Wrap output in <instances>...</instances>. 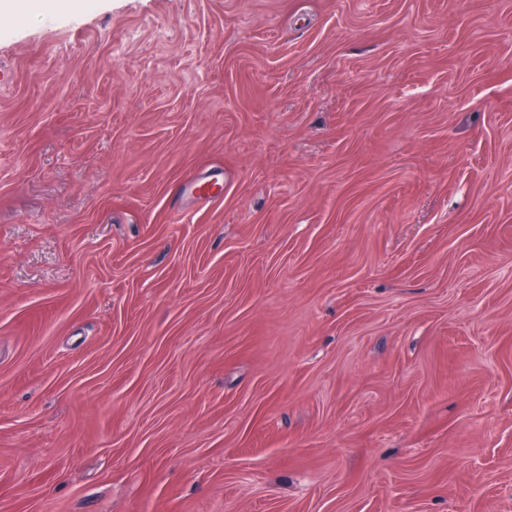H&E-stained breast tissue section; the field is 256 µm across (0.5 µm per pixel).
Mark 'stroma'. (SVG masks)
<instances>
[{
	"instance_id": "1",
	"label": "stroma",
	"mask_w": 512,
	"mask_h": 512,
	"mask_svg": "<svg viewBox=\"0 0 512 512\" xmlns=\"http://www.w3.org/2000/svg\"><path fill=\"white\" fill-rule=\"evenodd\" d=\"M0 26V512H512V0Z\"/></svg>"
}]
</instances>
